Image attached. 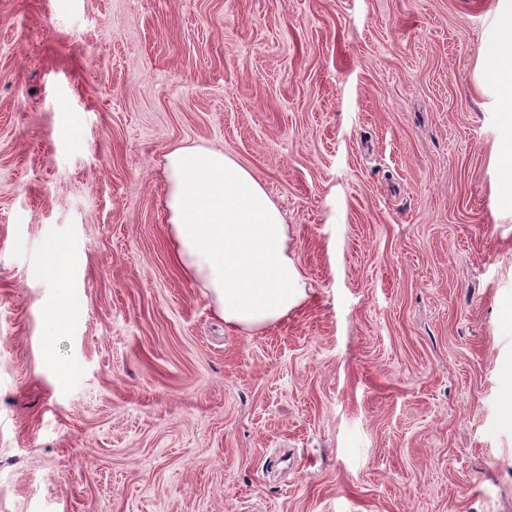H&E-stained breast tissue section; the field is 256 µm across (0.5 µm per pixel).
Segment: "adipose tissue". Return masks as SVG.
<instances>
[{"label":"adipose tissue","instance_id":"obj_1","mask_svg":"<svg viewBox=\"0 0 512 512\" xmlns=\"http://www.w3.org/2000/svg\"><path fill=\"white\" fill-rule=\"evenodd\" d=\"M164 183L174 260L206 288L226 326L265 328L305 299L284 215L249 169L220 150L178 146Z\"/></svg>","mask_w":512,"mask_h":512}]
</instances>
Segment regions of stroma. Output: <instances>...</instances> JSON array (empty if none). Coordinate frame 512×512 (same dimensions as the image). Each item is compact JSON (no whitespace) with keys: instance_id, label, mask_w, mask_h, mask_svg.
<instances>
[{"instance_id":"1","label":"stroma","mask_w":512,"mask_h":512,"mask_svg":"<svg viewBox=\"0 0 512 512\" xmlns=\"http://www.w3.org/2000/svg\"><path fill=\"white\" fill-rule=\"evenodd\" d=\"M493 67L512 0H0V512H512ZM193 143L284 214L275 325L172 262Z\"/></svg>"}]
</instances>
